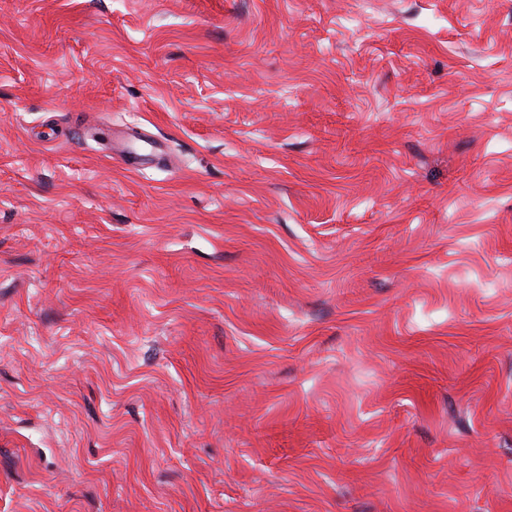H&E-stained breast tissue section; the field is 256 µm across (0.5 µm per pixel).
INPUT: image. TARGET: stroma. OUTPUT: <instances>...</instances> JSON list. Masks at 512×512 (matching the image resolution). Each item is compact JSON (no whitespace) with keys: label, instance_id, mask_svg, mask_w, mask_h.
Returning a JSON list of instances; mask_svg holds the SVG:
<instances>
[{"label":"stroma","instance_id":"obj_1","mask_svg":"<svg viewBox=\"0 0 512 512\" xmlns=\"http://www.w3.org/2000/svg\"><path fill=\"white\" fill-rule=\"evenodd\" d=\"M0 512H512V0H0Z\"/></svg>","mask_w":512,"mask_h":512}]
</instances>
